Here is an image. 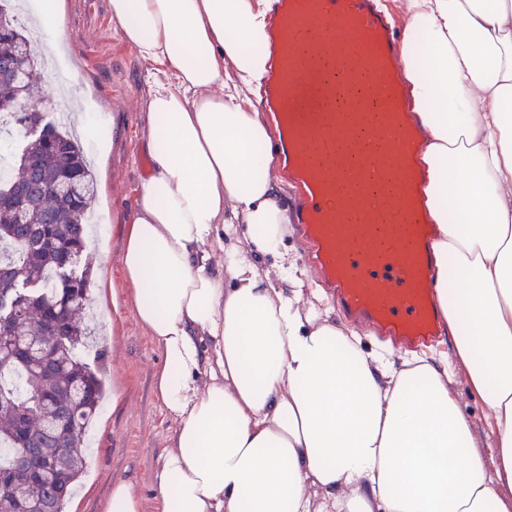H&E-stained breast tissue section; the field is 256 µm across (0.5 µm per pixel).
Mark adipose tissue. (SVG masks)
Masks as SVG:
<instances>
[{
	"mask_svg": "<svg viewBox=\"0 0 512 512\" xmlns=\"http://www.w3.org/2000/svg\"><path fill=\"white\" fill-rule=\"evenodd\" d=\"M110 8L157 74L120 260L175 422L161 512H512V0H405L450 360L366 348L289 261L271 135L244 106L268 64L258 0ZM454 388L459 396L463 412L468 417L477 439L482 447H486L489 441L487 428L488 410L485 404L470 393V387L466 376L459 372L455 378Z\"/></svg>",
	"mask_w": 512,
	"mask_h": 512,
	"instance_id": "ef3b65f1",
	"label": "adipose tissue"
}]
</instances>
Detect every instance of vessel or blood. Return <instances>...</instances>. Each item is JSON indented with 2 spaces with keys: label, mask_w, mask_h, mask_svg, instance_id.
<instances>
[{
  "label": "vessel or blood",
  "mask_w": 512,
  "mask_h": 512,
  "mask_svg": "<svg viewBox=\"0 0 512 512\" xmlns=\"http://www.w3.org/2000/svg\"><path fill=\"white\" fill-rule=\"evenodd\" d=\"M266 2L263 110L279 132L288 218L311 246L319 281L377 339L438 345L434 226L395 23L382 0Z\"/></svg>",
  "instance_id": "1"
}]
</instances>
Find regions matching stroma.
<instances>
[{
  "mask_svg": "<svg viewBox=\"0 0 512 512\" xmlns=\"http://www.w3.org/2000/svg\"><path fill=\"white\" fill-rule=\"evenodd\" d=\"M64 40L56 58L61 69L78 70L76 105L91 132L105 131L107 151H94L97 181L94 210L103 228L82 256L92 266L90 298L100 313L107 383L114 397L104 400L89 432L86 469L67 512H105L115 482L128 480L141 494L146 512H156L153 475L175 423L154 395L160 350L136 321L126 299L132 292L120 265L125 217L147 173L146 114L149 66L137 49L120 39L109 0H63ZM136 103L132 112L112 107L114 98Z\"/></svg>",
  "mask_w": 512,
  "mask_h": 512,
  "instance_id": "1",
  "label": "stroma"
}]
</instances>
